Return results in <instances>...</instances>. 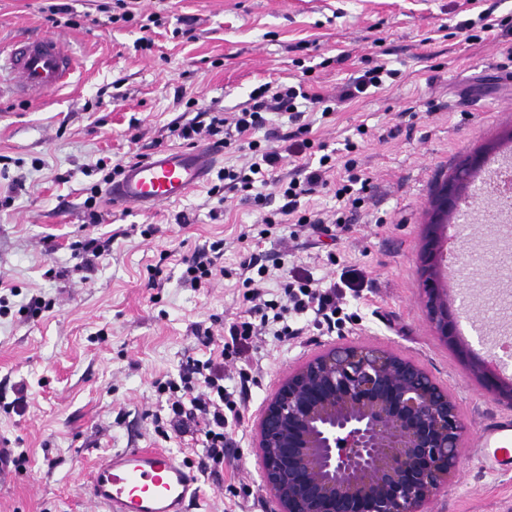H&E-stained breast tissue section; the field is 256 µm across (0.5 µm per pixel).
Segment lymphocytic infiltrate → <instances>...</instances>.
<instances>
[{
  "label": "lymphocytic infiltrate",
  "mask_w": 512,
  "mask_h": 512,
  "mask_svg": "<svg viewBox=\"0 0 512 512\" xmlns=\"http://www.w3.org/2000/svg\"><path fill=\"white\" fill-rule=\"evenodd\" d=\"M302 88L294 86L277 87L273 93L259 91L254 95L251 106L241 109L233 116L214 115L209 122L192 121L179 130L180 138L195 141L202 137H218L237 132L244 134L256 126V119L262 111H297L299 99L305 98ZM251 151L247 169L225 170L223 177L230 188L242 191L253 190L256 183L264 182L269 172L281 161L277 151L263 148L259 141L249 143ZM332 155L320 156L316 168L305 171L303 177L276 181L275 187L283 199L282 215L294 214L302 196L316 188L327 185L328 175L335 168ZM251 299L252 313L258 314L259 322L240 320L229 324L228 336L232 343H240L251 337L267 334L277 338L291 334L288 325L290 314L311 312L323 317L326 322L336 319V291L311 285L310 281L297 279L282 285L273 299H266L261 286H254ZM156 391L165 397L167 413L154 416L155 429L160 434L173 431L187 434L196 430L204 434L203 447L208 459L219 462L224 458V430L229 421H242L243 416L236 410L224 386V355L213 353L204 360L189 361L178 379L157 382Z\"/></svg>",
  "instance_id": "f902f5d3"
}]
</instances>
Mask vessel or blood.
<instances>
[{"label":"vessel or blood","mask_w":512,"mask_h":512,"mask_svg":"<svg viewBox=\"0 0 512 512\" xmlns=\"http://www.w3.org/2000/svg\"><path fill=\"white\" fill-rule=\"evenodd\" d=\"M76 59L66 41L35 39L13 44L8 66L14 88L29 97L61 89ZM222 147L167 149L122 170L108 188L113 207L151 209L183 199L205 183ZM491 467L512 468V425L489 429ZM101 512H190L200 495L197 473L162 449L124 448L102 457L83 489Z\"/></svg>","instance_id":"1"}]
</instances>
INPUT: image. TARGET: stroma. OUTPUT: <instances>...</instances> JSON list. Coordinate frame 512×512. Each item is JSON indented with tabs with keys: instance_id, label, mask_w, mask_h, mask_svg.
<instances>
[{
	"instance_id": "1",
	"label": "stroma",
	"mask_w": 512,
	"mask_h": 512,
	"mask_svg": "<svg viewBox=\"0 0 512 512\" xmlns=\"http://www.w3.org/2000/svg\"><path fill=\"white\" fill-rule=\"evenodd\" d=\"M54 2L0 0V48L52 34L77 61L68 85L30 99L15 95L0 69V286L18 290L0 316V441L24 458L17 480L0 487V512H93L81 486L91 464L119 448L165 449L200 465L192 512H269L255 421L292 367L336 342L391 349L455 397L466 445L431 512H512V470L480 465L487 429L512 422V405L486 393L439 337L420 275L438 185L465 156L512 151V0H492L503 25L478 38L463 23L477 19L481 0H137L134 19L118 23L113 0H65L69 14L52 22ZM154 12L163 25L146 27ZM184 17L197 20L194 39L173 34ZM144 36L154 47L135 50ZM378 64L399 78L336 112L314 104L294 119L262 113L248 137L225 146L207 184L180 201L150 211L84 204L102 177L98 161L187 148L176 126L240 111L265 83H299L329 99ZM252 139L283 152L275 180L334 150L328 186L279 224L273 183L257 186L258 202L239 190L211 194L218 170L247 162ZM351 175L354 202L337 200L335 183ZM493 205L486 197L471 205L477 218L461 230L447 274L465 339L483 355L512 337V315L501 311L512 304L500 264L508 248L479 218ZM100 236L109 250L78 268L73 243ZM218 240L212 282L182 284L184 259ZM248 263L269 270L273 291L296 277L335 287L340 320L330 328L308 316L298 335L257 336L225 356L224 384L242 392L244 418L223 462L204 464L192 436L155 432L154 384L208 357L197 330L222 335L250 308ZM355 274L362 283L353 290L346 283ZM39 295L53 306L21 313Z\"/></svg>"
}]
</instances>
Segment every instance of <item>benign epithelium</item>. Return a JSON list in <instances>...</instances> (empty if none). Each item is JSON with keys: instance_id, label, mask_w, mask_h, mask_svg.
Returning a JSON list of instances; mask_svg holds the SVG:
<instances>
[{"instance_id": "7a95c632", "label": "benign epithelium", "mask_w": 512, "mask_h": 512, "mask_svg": "<svg viewBox=\"0 0 512 512\" xmlns=\"http://www.w3.org/2000/svg\"><path fill=\"white\" fill-rule=\"evenodd\" d=\"M482 160H464L437 193L422 255L428 317L451 344L455 315L439 287L447 253L438 230ZM467 361L488 392L512 404V380L477 357ZM257 429L271 512H428L454 476L467 435L456 400L425 368L389 349L348 342L289 372Z\"/></svg>"}]
</instances>
